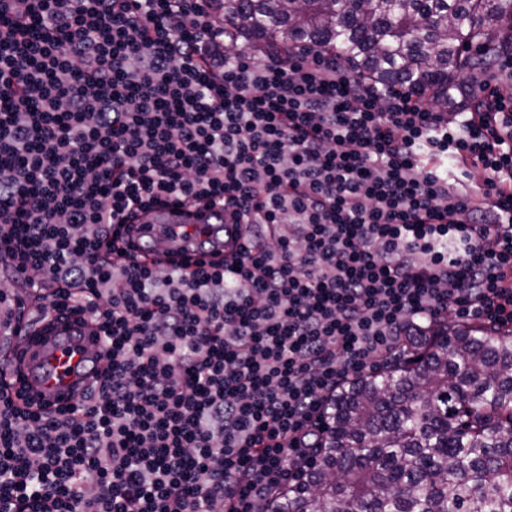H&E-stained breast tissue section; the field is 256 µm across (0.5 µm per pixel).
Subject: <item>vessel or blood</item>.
Here are the masks:
<instances>
[{
  "instance_id": "1",
  "label": "vessel or blood",
  "mask_w": 512,
  "mask_h": 512,
  "mask_svg": "<svg viewBox=\"0 0 512 512\" xmlns=\"http://www.w3.org/2000/svg\"><path fill=\"white\" fill-rule=\"evenodd\" d=\"M191 211L198 235L188 240L171 238L161 231L163 225L182 222L177 205L139 214L138 223L149 228L138 252L139 261L163 267L176 262L188 273L210 264L213 248L224 242V218L201 204L193 205ZM93 331L88 324L69 328L56 325L52 317L41 313L26 319L11 338L21 371L8 374L6 385L13 391L23 390L36 401L76 402L93 381L91 358L97 341Z\"/></svg>"
}]
</instances>
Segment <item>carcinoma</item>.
<instances>
[{"label": "carcinoma", "instance_id": "carcinoma-1", "mask_svg": "<svg viewBox=\"0 0 512 512\" xmlns=\"http://www.w3.org/2000/svg\"><path fill=\"white\" fill-rule=\"evenodd\" d=\"M256 52L311 44L454 112L512 53V0H221ZM276 512H512V331L444 325L332 399L315 468Z\"/></svg>", "mask_w": 512, "mask_h": 512}]
</instances>
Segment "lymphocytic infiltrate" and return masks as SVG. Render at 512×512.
<instances>
[{
	"mask_svg": "<svg viewBox=\"0 0 512 512\" xmlns=\"http://www.w3.org/2000/svg\"><path fill=\"white\" fill-rule=\"evenodd\" d=\"M217 0H0V275L90 314L83 400L0 389V512H273L329 403L452 317L512 330V62L464 111L336 56L237 48ZM219 205L235 248L115 265Z\"/></svg>",
	"mask_w": 512,
	"mask_h": 512,
	"instance_id": "obj_1",
	"label": "lymphocytic infiltrate"
}]
</instances>
